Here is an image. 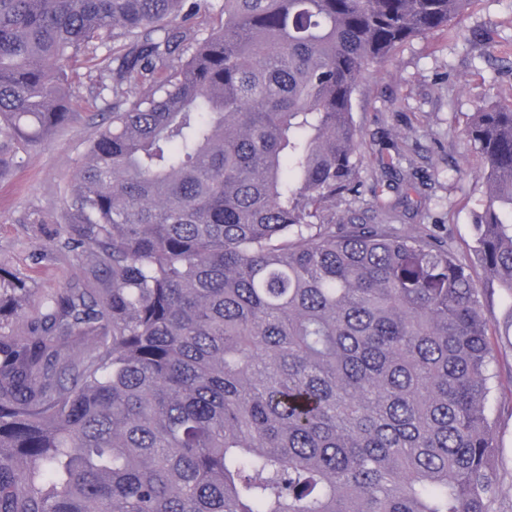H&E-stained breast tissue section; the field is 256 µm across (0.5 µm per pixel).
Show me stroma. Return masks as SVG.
<instances>
[{
	"label": "stroma",
	"instance_id": "obj_1",
	"mask_svg": "<svg viewBox=\"0 0 512 512\" xmlns=\"http://www.w3.org/2000/svg\"><path fill=\"white\" fill-rule=\"evenodd\" d=\"M483 47L473 48L475 34ZM76 114L51 139L20 154L13 177L0 182V268L24 278L33 298L61 288H100L92 248L56 246L68 223L65 188L88 142L115 100L131 103L143 86L119 94L98 90L89 64L68 71ZM512 101V0H471L450 28L414 38L361 79L353 117L363 140L358 191L322 211L327 224H388L403 234L439 225L440 234L484 288L488 333L501 351L487 410L495 423L499 492L495 512H512V296L477 259L474 217L484 195L483 161L466 136L480 106Z\"/></svg>",
	"mask_w": 512,
	"mask_h": 512
}]
</instances>
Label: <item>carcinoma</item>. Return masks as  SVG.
<instances>
[{
    "instance_id": "1",
    "label": "carcinoma",
    "mask_w": 512,
    "mask_h": 512,
    "mask_svg": "<svg viewBox=\"0 0 512 512\" xmlns=\"http://www.w3.org/2000/svg\"><path fill=\"white\" fill-rule=\"evenodd\" d=\"M470 2L224 0L199 37L195 0H0V181L71 120L73 58L147 85L69 189L110 288L17 336L0 271V512H493L484 289L434 233L321 218L364 73ZM468 137L512 296V102Z\"/></svg>"
}]
</instances>
